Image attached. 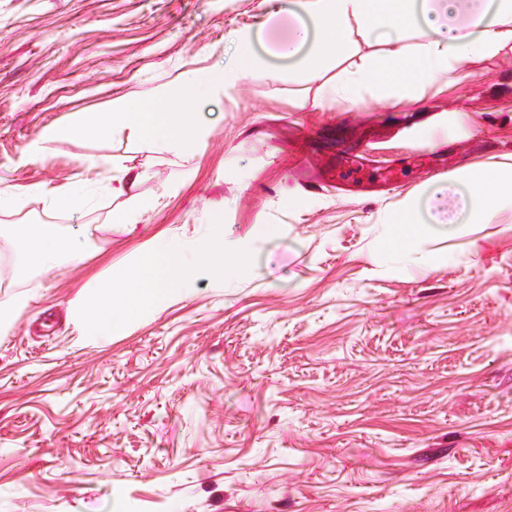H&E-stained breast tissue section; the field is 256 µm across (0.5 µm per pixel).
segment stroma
Returning a JSON list of instances; mask_svg holds the SVG:
<instances>
[{
  "label": "stroma",
  "mask_w": 512,
  "mask_h": 512,
  "mask_svg": "<svg viewBox=\"0 0 512 512\" xmlns=\"http://www.w3.org/2000/svg\"><path fill=\"white\" fill-rule=\"evenodd\" d=\"M269 8L0 0V183L23 194L0 230L56 224L81 251L0 288L28 301L0 326V512H512V216L387 243L406 210L430 223L463 168L512 158V56L393 106L319 109L336 73L290 76ZM235 32L283 76L200 100L192 151L121 136L29 152L74 114L205 71ZM110 158L149 176L112 195ZM85 180L88 208L50 207ZM170 238L238 260L236 278L198 264L179 299L80 341L81 289L147 271Z\"/></svg>",
  "instance_id": "stroma-1"
}]
</instances>
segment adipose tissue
I'll use <instances>...</instances> for the list:
<instances>
[{"label":"adipose tissue","instance_id":"obj_1","mask_svg":"<svg viewBox=\"0 0 512 512\" xmlns=\"http://www.w3.org/2000/svg\"><path fill=\"white\" fill-rule=\"evenodd\" d=\"M291 5L292 14L301 20L276 42L275 52L294 60L298 77L339 66L335 81L323 85L316 98L321 105L335 100L356 104L366 97L394 101L403 88L386 82L383 75L399 63L416 62L421 81L427 82L451 76L473 58L512 55V0H291ZM360 40L377 45V52L353 57L352 48ZM249 76L273 79L277 73L255 56L247 37L237 34L230 38L223 62L201 73L183 74L156 101L135 109L116 101L110 111L50 126L31 150L46 152L62 139L121 135L159 151L192 150L202 136L194 119L196 102ZM458 178L468 194L457 196L451 186L441 189L436 223H456L462 210L473 224L512 213L511 163L467 168ZM185 249L179 241H159L149 275L134 287L83 289L73 305L79 335L91 342L107 339L128 324L132 311L176 300L189 272L182 260ZM4 250L44 270L53 269L60 255L80 256L48 224L15 225L10 233L0 234V252Z\"/></svg>","mask_w":512,"mask_h":512}]
</instances>
